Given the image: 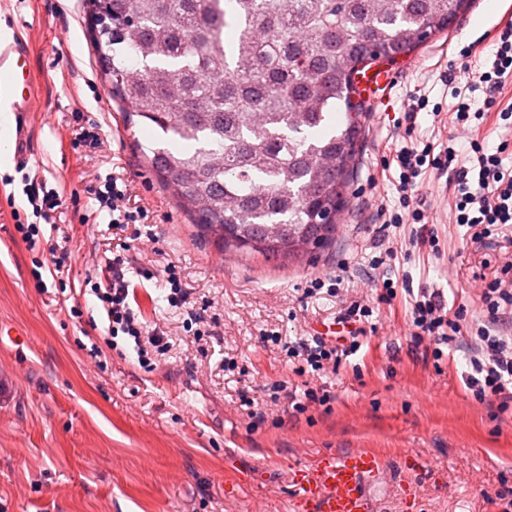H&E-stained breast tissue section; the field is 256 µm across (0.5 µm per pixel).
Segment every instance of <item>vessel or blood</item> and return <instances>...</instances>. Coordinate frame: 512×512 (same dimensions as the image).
<instances>
[{
  "instance_id": "1",
  "label": "vessel or blood",
  "mask_w": 512,
  "mask_h": 512,
  "mask_svg": "<svg viewBox=\"0 0 512 512\" xmlns=\"http://www.w3.org/2000/svg\"><path fill=\"white\" fill-rule=\"evenodd\" d=\"M392 82L390 71L380 67L357 80L361 93L379 107L387 103ZM37 95L28 42L19 34L0 41V119H7L14 135L13 160L19 168L29 159L31 103ZM384 471V460L367 449L323 457L311 470L294 469L298 512H370L368 486Z\"/></svg>"
}]
</instances>
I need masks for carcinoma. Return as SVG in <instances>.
I'll list each match as a JSON object with an SVG mask.
<instances>
[{"mask_svg":"<svg viewBox=\"0 0 512 512\" xmlns=\"http://www.w3.org/2000/svg\"><path fill=\"white\" fill-rule=\"evenodd\" d=\"M469 3L90 0L112 96L159 134L140 151L162 186L204 233L264 258L331 240L323 217L344 207L359 147L355 76L413 52Z\"/></svg>","mask_w":512,"mask_h":512,"instance_id":"carcinoma-1","label":"carcinoma"}]
</instances>
